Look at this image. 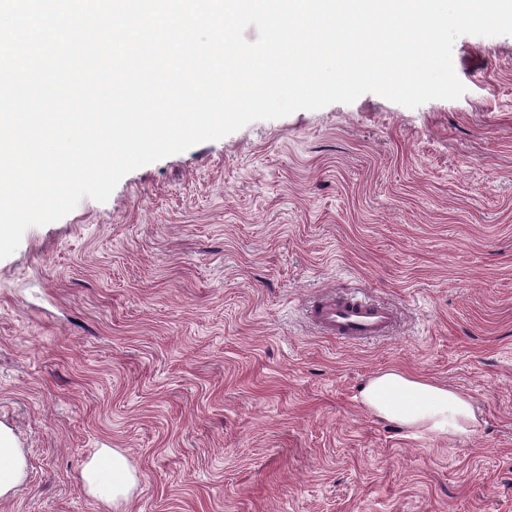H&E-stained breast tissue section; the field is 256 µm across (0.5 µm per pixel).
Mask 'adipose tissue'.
I'll return each mask as SVG.
<instances>
[{"instance_id":"adipose-tissue-1","label":"adipose tissue","mask_w":512,"mask_h":512,"mask_svg":"<svg viewBox=\"0 0 512 512\" xmlns=\"http://www.w3.org/2000/svg\"><path fill=\"white\" fill-rule=\"evenodd\" d=\"M359 402L372 416L413 435L467 437L478 428L469 396L401 370L371 377L360 391Z\"/></svg>"}]
</instances>
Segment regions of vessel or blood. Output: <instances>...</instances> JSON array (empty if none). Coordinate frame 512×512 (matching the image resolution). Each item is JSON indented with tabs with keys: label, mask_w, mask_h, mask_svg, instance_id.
Wrapping results in <instances>:
<instances>
[{
	"label": "vessel or blood",
	"mask_w": 512,
	"mask_h": 512,
	"mask_svg": "<svg viewBox=\"0 0 512 512\" xmlns=\"http://www.w3.org/2000/svg\"><path fill=\"white\" fill-rule=\"evenodd\" d=\"M311 320L322 336L356 341L388 335L396 323V316L390 306L328 292L314 300Z\"/></svg>",
	"instance_id": "vessel-or-blood-1"
}]
</instances>
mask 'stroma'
Returning a JSON list of instances; mask_svg holds the SVG:
<instances>
[{"mask_svg": "<svg viewBox=\"0 0 512 512\" xmlns=\"http://www.w3.org/2000/svg\"><path fill=\"white\" fill-rule=\"evenodd\" d=\"M457 100L367 93L139 167L0 259V512H512V36L463 35ZM396 335L316 334L318 293ZM403 369L475 435L359 403ZM112 453V486L85 473ZM359 402L372 416L412 435L468 437L478 428L469 396L402 370L371 377L360 391ZM26 460L18 448H3L0 431V498L7 496L25 475Z\"/></svg>", "mask_w": 512, "mask_h": 512, "instance_id": "1", "label": "stroma"}]
</instances>
